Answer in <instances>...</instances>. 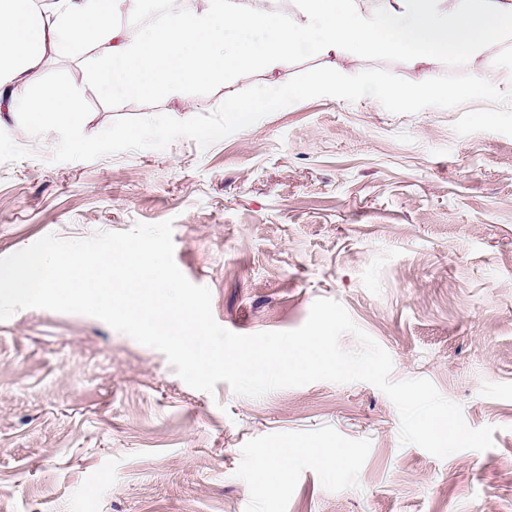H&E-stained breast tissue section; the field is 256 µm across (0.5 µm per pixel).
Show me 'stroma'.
Wrapping results in <instances>:
<instances>
[{"label":"stroma","mask_w":512,"mask_h":512,"mask_svg":"<svg viewBox=\"0 0 512 512\" xmlns=\"http://www.w3.org/2000/svg\"><path fill=\"white\" fill-rule=\"evenodd\" d=\"M89 55L48 53L43 72L81 85L86 134L0 114V258L49 234L172 221L175 262L222 327L290 331L336 300L393 379H428L494 445L443 459L401 445L395 406L364 382L196 390L98 318L28 308L0 321V512H512V90H478L457 57L376 55L368 81L459 94L369 101L340 86L239 126L219 84L104 97ZM327 68L304 54L235 90ZM301 441L348 458L256 479L267 448Z\"/></svg>","instance_id":"stroma-1"}]
</instances>
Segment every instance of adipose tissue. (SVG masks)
Listing matches in <instances>:
<instances>
[{"mask_svg":"<svg viewBox=\"0 0 512 512\" xmlns=\"http://www.w3.org/2000/svg\"><path fill=\"white\" fill-rule=\"evenodd\" d=\"M140 8L141 0H43L39 6L0 0V106L28 99L31 127L83 131L74 84L41 81L48 49L77 47L92 50L89 78L105 96L153 98L220 83L227 89L224 110L239 125L288 99L335 93L340 77L333 71L301 86L265 83L248 99L232 93L235 80L253 67L285 66L305 50L343 59L353 75L349 87L360 97L445 102L457 96L456 87L366 82L360 64L375 54L418 57L440 49L475 61L512 35V0H380L370 9L361 0H203L196 12H168L134 34L115 25L116 16ZM302 454L323 462L345 457L331 445H278L263 453L256 475L286 480L284 461Z\"/></svg>","mask_w":512,"mask_h":512,"instance_id":"ef3b65f1","label":"adipose tissue"}]
</instances>
